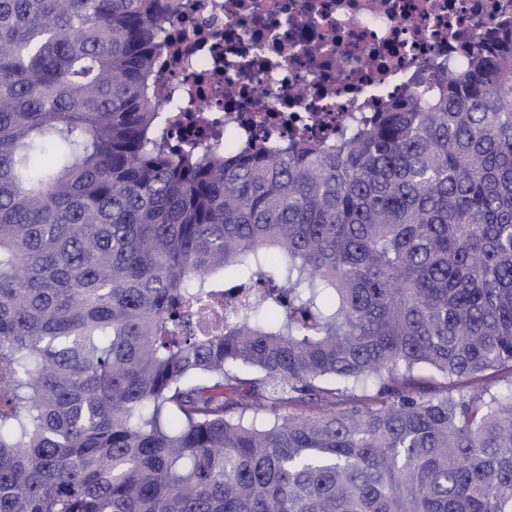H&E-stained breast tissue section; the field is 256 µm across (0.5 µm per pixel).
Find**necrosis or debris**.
I'll return each instance as SVG.
<instances>
[{
    "label": "necrosis or debris",
    "mask_w": 512,
    "mask_h": 512,
    "mask_svg": "<svg viewBox=\"0 0 512 512\" xmlns=\"http://www.w3.org/2000/svg\"><path fill=\"white\" fill-rule=\"evenodd\" d=\"M157 88L182 139L257 149L335 140L425 69L467 62L474 33L512 38V0H181Z\"/></svg>",
    "instance_id": "necrosis-or-debris-1"
}]
</instances>
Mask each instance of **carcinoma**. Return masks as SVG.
I'll use <instances>...</instances> for the list:
<instances>
[{
    "mask_svg": "<svg viewBox=\"0 0 512 512\" xmlns=\"http://www.w3.org/2000/svg\"><path fill=\"white\" fill-rule=\"evenodd\" d=\"M155 2L0 0V512H512V47L226 154Z\"/></svg>",
    "mask_w": 512,
    "mask_h": 512,
    "instance_id": "1",
    "label": "carcinoma"
}]
</instances>
